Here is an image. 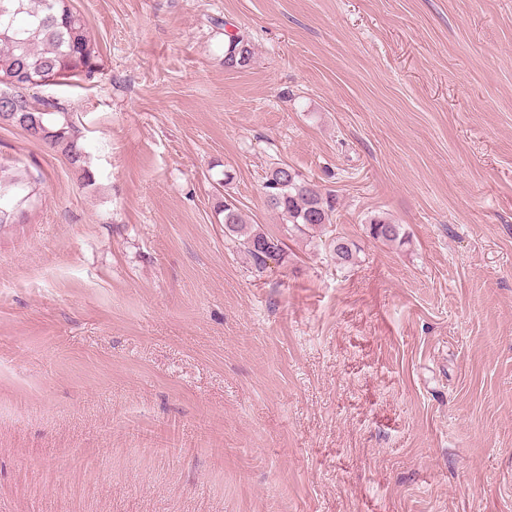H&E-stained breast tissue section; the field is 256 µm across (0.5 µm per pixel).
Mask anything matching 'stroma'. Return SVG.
Instances as JSON below:
<instances>
[{
	"mask_svg": "<svg viewBox=\"0 0 512 512\" xmlns=\"http://www.w3.org/2000/svg\"><path fill=\"white\" fill-rule=\"evenodd\" d=\"M72 4L103 71L31 96L92 183L0 124L42 180L0 224V512H512V0ZM279 163L336 200L313 239ZM214 27L224 30L226 37L224 50V66L226 68H238L248 64L253 56L250 41L241 32L229 33L225 30L226 23L219 18L212 19ZM269 207L286 225L289 235L309 236L311 231L332 224L335 200L311 180L304 179L288 164L270 169L263 183ZM221 213L225 232L238 243L240 251L245 253L256 272L263 273L269 268L267 259L271 255H275L279 266L288 262L283 239L266 232L259 224H247L233 200L224 198ZM368 233L374 240L381 241L384 244L395 245L398 248L409 243L405 232H403L402 225L393 224L386 219L377 218L371 220Z\"/></svg>",
	"mask_w": 512,
	"mask_h": 512,
	"instance_id": "stroma-1",
	"label": "stroma"
}]
</instances>
